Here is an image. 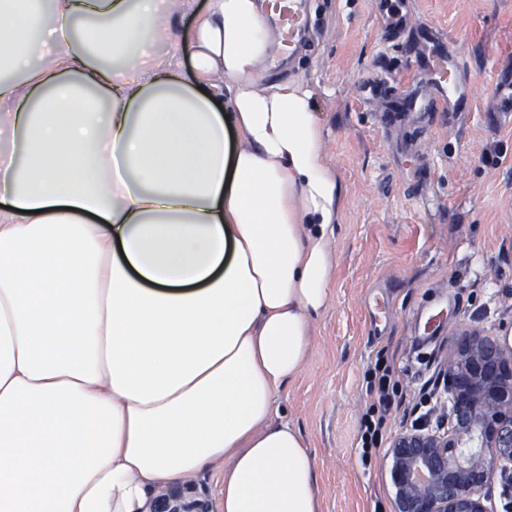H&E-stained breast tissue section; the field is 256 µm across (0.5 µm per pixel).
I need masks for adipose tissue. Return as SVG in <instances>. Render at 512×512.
Listing matches in <instances>:
<instances>
[{
    "mask_svg": "<svg viewBox=\"0 0 512 512\" xmlns=\"http://www.w3.org/2000/svg\"><path fill=\"white\" fill-rule=\"evenodd\" d=\"M190 3L0 0V512H153L222 461V512H321L273 413L342 185L309 91L258 82L259 0Z\"/></svg>",
    "mask_w": 512,
    "mask_h": 512,
    "instance_id": "1",
    "label": "adipose tissue"
}]
</instances>
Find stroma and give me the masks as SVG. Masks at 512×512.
Here are the masks:
<instances>
[{
	"label": "stroma",
	"instance_id": "1",
	"mask_svg": "<svg viewBox=\"0 0 512 512\" xmlns=\"http://www.w3.org/2000/svg\"><path fill=\"white\" fill-rule=\"evenodd\" d=\"M412 25L446 31L467 64L476 97L460 124L434 120L422 140L432 176L407 189L397 145L409 128L376 124L352 84L376 66L408 82L406 55L378 35L374 0H316L319 31L295 57L269 55L260 82L291 78L310 91L323 163L344 186L328 243L330 299L311 320L308 356L278 399L276 416L305 436L317 468L321 512H395L388 448L359 461L358 429L369 402L365 373L378 355L396 365L403 399L390 436L411 426L421 394L441 400L429 426L444 433L443 385L458 339L473 330L512 344V125L496 124L499 76L512 72V0H412ZM449 302L447 328L420 344L415 317L427 298ZM223 466L192 486L163 491L185 512H220Z\"/></svg>",
	"mask_w": 512,
	"mask_h": 512
}]
</instances>
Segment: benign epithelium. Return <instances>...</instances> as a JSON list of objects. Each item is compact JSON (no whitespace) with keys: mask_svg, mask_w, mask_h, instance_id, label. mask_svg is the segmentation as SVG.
<instances>
[{"mask_svg":"<svg viewBox=\"0 0 512 512\" xmlns=\"http://www.w3.org/2000/svg\"><path fill=\"white\" fill-rule=\"evenodd\" d=\"M448 396V434L407 430L389 449L396 512H484L477 493L512 473V350L497 336L463 337Z\"/></svg>","mask_w":512,"mask_h":512,"instance_id":"1","label":"benign epithelium"}]
</instances>
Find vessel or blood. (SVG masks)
<instances>
[{"label": "vessel or blood", "instance_id": "obj_1", "mask_svg": "<svg viewBox=\"0 0 512 512\" xmlns=\"http://www.w3.org/2000/svg\"><path fill=\"white\" fill-rule=\"evenodd\" d=\"M279 38L296 50L312 23L309 0H275ZM379 27L383 41L403 49L418 73L417 81L393 85V111L415 122L438 114L455 124L474 106L472 87L461 55L448 51V37L435 27L412 33L408 0H378Z\"/></svg>", "mask_w": 512, "mask_h": 512}]
</instances>
